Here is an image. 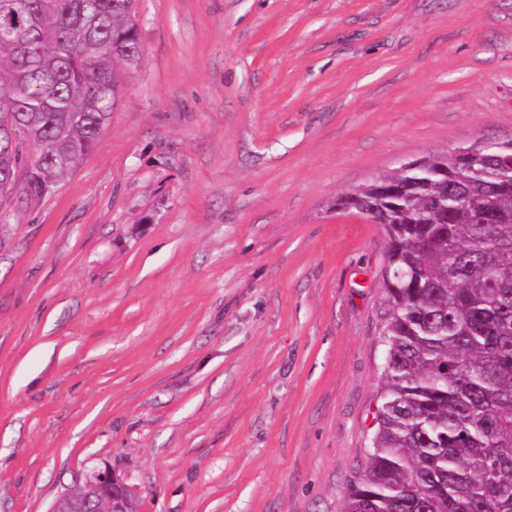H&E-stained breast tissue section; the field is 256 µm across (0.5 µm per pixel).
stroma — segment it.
<instances>
[{
	"label": "stroma",
	"mask_w": 512,
	"mask_h": 512,
	"mask_svg": "<svg viewBox=\"0 0 512 512\" xmlns=\"http://www.w3.org/2000/svg\"><path fill=\"white\" fill-rule=\"evenodd\" d=\"M91 153L0 234V512H340L384 348L336 200L512 140V0H140ZM132 490L111 471L94 472L82 485L81 495L74 490L59 495L49 512H132Z\"/></svg>",
	"instance_id": "stroma-1"
}]
</instances>
